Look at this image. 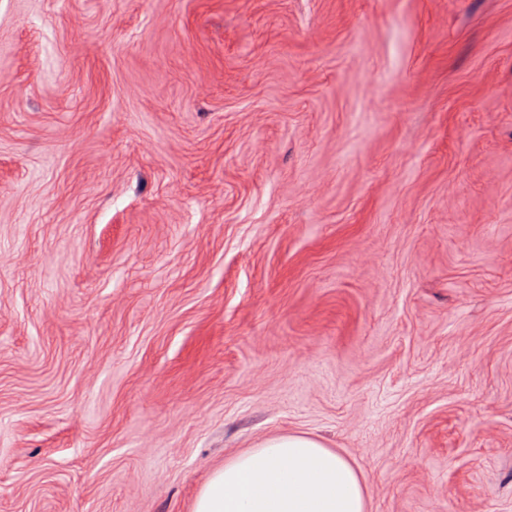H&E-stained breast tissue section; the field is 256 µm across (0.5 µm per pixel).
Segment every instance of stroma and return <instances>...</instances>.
Masks as SVG:
<instances>
[{
	"mask_svg": "<svg viewBox=\"0 0 512 512\" xmlns=\"http://www.w3.org/2000/svg\"><path fill=\"white\" fill-rule=\"evenodd\" d=\"M294 433L512 512V0H0V512Z\"/></svg>",
	"mask_w": 512,
	"mask_h": 512,
	"instance_id": "obj_1",
	"label": "stroma"
}]
</instances>
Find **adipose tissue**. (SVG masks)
<instances>
[{
	"instance_id": "adipose-tissue-1",
	"label": "adipose tissue",
	"mask_w": 512,
	"mask_h": 512,
	"mask_svg": "<svg viewBox=\"0 0 512 512\" xmlns=\"http://www.w3.org/2000/svg\"><path fill=\"white\" fill-rule=\"evenodd\" d=\"M193 512H367L360 472L303 434L266 439L215 470Z\"/></svg>"
}]
</instances>
